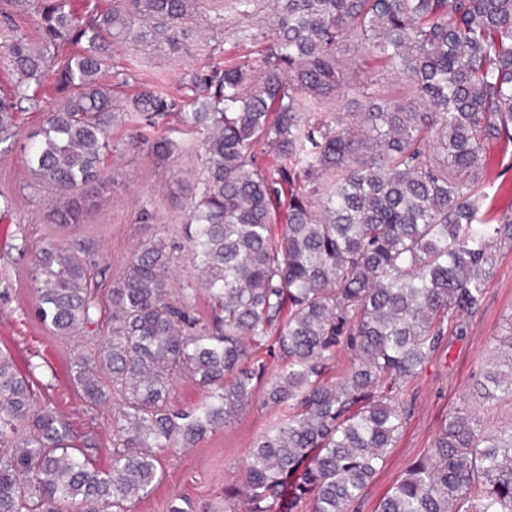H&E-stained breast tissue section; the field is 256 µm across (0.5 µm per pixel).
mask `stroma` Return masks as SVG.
<instances>
[{
  "label": "stroma",
  "instance_id": "35a3bbf8",
  "mask_svg": "<svg viewBox=\"0 0 512 512\" xmlns=\"http://www.w3.org/2000/svg\"><path fill=\"white\" fill-rule=\"evenodd\" d=\"M240 20L225 13L223 20H198L193 26L196 40L192 55L180 61L151 50L114 48V69L128 73L130 86L149 83L165 92L176 91L184 73L211 65L239 62L253 55L255 47H267L268 20L251 22L258 44L237 39ZM338 54L348 64L339 97L347 107L367 79L394 83L393 74L377 62L366 61L349 43ZM43 121L39 112L24 117L11 152L0 154V193L12 200L8 216L0 220V349L11 354L19 371H32L39 398L51 399L74 429L76 442L91 439L92 463L108 468L112 456V408L105 405L85 409L70 382V360L80 349L92 347L97 335L75 336L63 341L38 319V294L34 267L21 257V244L36 246L60 240L90 252L92 272L100 296L125 273L140 243L162 240L178 246V259L171 274L173 296L183 298L197 316L209 317L212 302L198 285V271L184 243V225L191 202L198 193L201 151L194 135L176 119L159 127H145L147 137L167 136L174 144L169 160L131 149L127 130H112L111 180L88 189L78 200L79 211L67 226L55 224L54 203L45 189H35L24 167V149ZM485 190L495 197L496 209L512 201V154L494 147L484 172ZM512 328V248L497 251V261L486 287L484 303L475 315L449 325L447 333L406 401L409 420L395 448L356 503L355 512H375L380 500L399 479L409 462L430 448L439 428L455 408L477 413L486 429L512 426V400L482 402L477 396L481 374L500 357L499 341ZM288 416L284 406L254 405L226 425L208 432L191 445L172 448L162 460L163 476L150 492L129 504L127 512H167L175 499L187 501L193 512H224L227 489L244 490V461L254 440L274 423Z\"/></svg>",
  "mask_w": 512,
  "mask_h": 512
}]
</instances>
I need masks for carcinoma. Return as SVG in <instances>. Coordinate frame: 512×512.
<instances>
[{"label": "carcinoma", "instance_id": "obj_1", "mask_svg": "<svg viewBox=\"0 0 512 512\" xmlns=\"http://www.w3.org/2000/svg\"><path fill=\"white\" fill-rule=\"evenodd\" d=\"M255 18L263 0H227ZM205 0H7L0 10V144L46 112L29 149L57 220L109 182L112 127L175 115L203 135L200 192L186 243L213 302L209 319L171 297L174 249L145 243L108 291L107 335L71 361L89 408L118 395L108 469L73 452L69 423L0 350V512H124L151 490L161 459L260 400L288 418L245 460L244 512H351L406 420L403 396L447 323L477 313L512 207L490 223L484 171L512 147V0H278L272 45L256 64L189 71L175 97L146 84L122 94L112 48L190 54L188 20ZM35 17L37 39L17 24ZM402 80L369 82L366 109L342 112L337 46ZM202 95H197V92ZM159 159L166 139L130 135ZM272 157L268 168L258 166ZM37 314L56 336L96 331L101 303L79 247L32 255ZM482 399L512 398V337ZM352 366L331 378L337 352ZM282 367L258 391L259 350ZM206 389L170 405L173 379ZM377 512H512V429L486 431L459 408L408 464Z\"/></svg>", "mask_w": 512, "mask_h": 512}]
</instances>
